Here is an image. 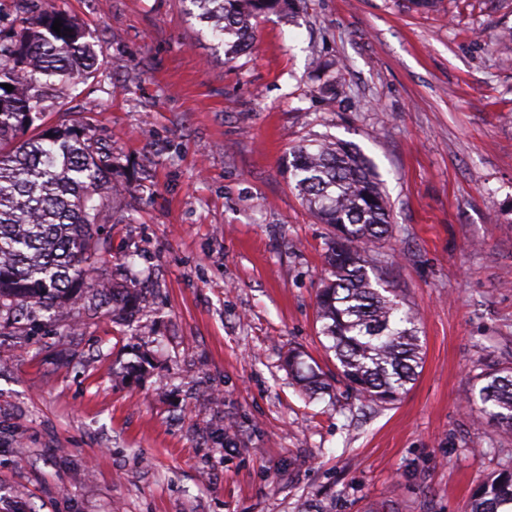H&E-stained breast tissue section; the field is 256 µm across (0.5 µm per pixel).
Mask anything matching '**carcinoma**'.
<instances>
[{"label": "carcinoma", "instance_id": "1", "mask_svg": "<svg viewBox=\"0 0 512 512\" xmlns=\"http://www.w3.org/2000/svg\"><path fill=\"white\" fill-rule=\"evenodd\" d=\"M214 46L237 54L251 45L252 19L297 0H190ZM14 26L0 31V322L70 302L112 304L122 319L134 289L88 277L110 249L93 236L110 199L112 151L86 126L44 127L55 79L76 87L96 77L93 49L79 25L62 14L18 3ZM60 20L61 30L52 29ZM13 86L7 91L3 85ZM36 134L23 140L26 132ZM289 173L306 205L334 229L325 253L328 277L316 295L324 349L337 376L364 400L392 404L422 361L419 316L384 284L372 245L390 229V202L374 166L350 142L325 138L291 151ZM299 391L330 388L326 374L295 348L284 360ZM468 404L480 418L512 430V368L479 375ZM512 507V468L502 469L473 500L470 512Z\"/></svg>", "mask_w": 512, "mask_h": 512}]
</instances>
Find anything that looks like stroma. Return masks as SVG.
<instances>
[{"label":"stroma","mask_w":512,"mask_h":512,"mask_svg":"<svg viewBox=\"0 0 512 512\" xmlns=\"http://www.w3.org/2000/svg\"><path fill=\"white\" fill-rule=\"evenodd\" d=\"M31 8L88 32L98 76L58 86L46 123L111 149L96 273L141 301L0 327V512H470L512 463V432L464 403L512 367V0H300L231 58L190 0ZM338 60L330 107L318 67ZM324 136L392 202L375 249L424 345L393 406L307 398L284 367L294 346L336 371L315 320L333 230L288 171Z\"/></svg>","instance_id":"obj_1"}]
</instances>
